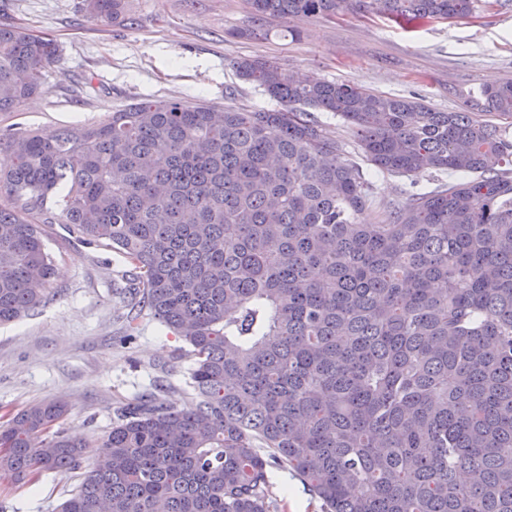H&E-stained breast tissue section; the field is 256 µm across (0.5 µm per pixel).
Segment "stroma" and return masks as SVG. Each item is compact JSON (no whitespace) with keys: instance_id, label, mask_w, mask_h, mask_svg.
<instances>
[{"instance_id":"35a3bbf8","label":"stroma","mask_w":512,"mask_h":512,"mask_svg":"<svg viewBox=\"0 0 512 512\" xmlns=\"http://www.w3.org/2000/svg\"><path fill=\"white\" fill-rule=\"evenodd\" d=\"M136 23L90 19L83 0H0V25L53 38L58 60L44 72V90L19 111L0 112V132L44 135L104 119L143 98L186 104H232L254 110L276 101L238 77L233 63L264 58L301 78L349 81L391 96H415L432 108L461 111L483 85L512 81V0H484L476 13L421 26L358 12L296 18L294 40L267 26L258 39L240 37L251 18L245 0H128ZM371 182L360 218L380 223L411 187L452 182L436 171L410 179L365 166ZM48 250L56 275L46 304L0 327V426L31 403L68 402L67 434L95 439L117 407L159 384L165 401L194 406L193 360L181 340L151 316L126 332L132 267L116 250L81 243L52 225ZM274 512H322L306 485L277 466L268 469ZM79 482L75 471L0 479V512H58Z\"/></svg>"}]
</instances>
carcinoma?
<instances>
[{
    "mask_svg": "<svg viewBox=\"0 0 512 512\" xmlns=\"http://www.w3.org/2000/svg\"><path fill=\"white\" fill-rule=\"evenodd\" d=\"M277 19L340 10L414 25L481 0H247ZM134 24L127 0H84ZM56 42L0 27V112L42 92ZM239 77L279 107L151 98L51 137L0 138V325L42 307L48 224L132 266L130 330L148 313L185 343L198 402L162 385L91 443L55 429L61 400L0 427V479L79 470L59 512H270L267 466L324 512H512V81L460 112L348 82L297 81L261 59ZM365 161L466 179L364 224ZM100 461L82 470L84 449Z\"/></svg>",
    "mask_w": 512,
    "mask_h": 512,
    "instance_id": "obj_1",
    "label": "carcinoma"
}]
</instances>
